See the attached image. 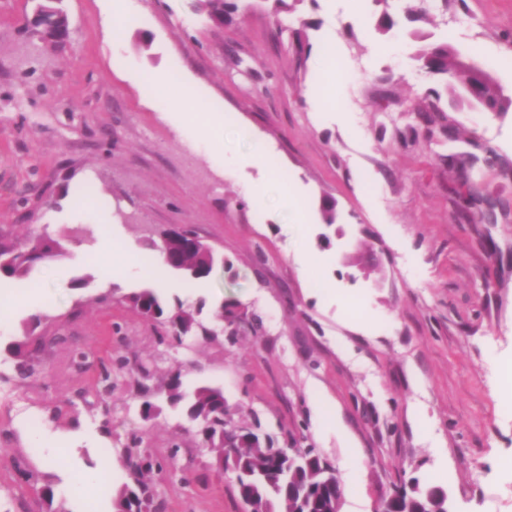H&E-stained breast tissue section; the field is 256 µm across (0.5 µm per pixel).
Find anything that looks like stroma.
<instances>
[{
	"label": "stroma",
	"instance_id": "stroma-1",
	"mask_svg": "<svg viewBox=\"0 0 512 512\" xmlns=\"http://www.w3.org/2000/svg\"><path fill=\"white\" fill-rule=\"evenodd\" d=\"M36 4L0 0V239L45 233L62 251L8 290L17 306L0 329V512L41 510L17 465L51 484L64 512H115L122 467L83 496L64 489L134 434L161 458L172 445L193 447L182 408L143 418L141 363L154 386L178 371L186 390L223 388L235 419L292 435L338 473L356 445L358 498L343 499L341 512H378L414 478L443 488L453 512H512L503 466L512 418L487 358L492 349L512 358V108L495 115L460 102L452 80L414 58L421 41L448 40L512 99V44L500 38L512 30V0H294L281 35L265 0H240L238 21L224 28L191 0H64L63 46L31 33ZM386 9L398 25L384 35ZM330 57L341 75L333 84L318 65ZM156 72L172 79L175 98L190 90L223 113L218 141L197 133L201 114L159 112ZM434 92L453 139L430 135L411 111ZM258 144L265 161L237 164ZM452 157L472 159L467 185ZM326 197L336 202L330 225ZM485 197L506 214L465 220L466 201ZM181 224L224 263L197 283L172 274L161 295L201 308L213 334L162 344L165 326L127 302L144 280H106L90 257L113 238L149 262L150 242ZM298 252L314 257L309 273ZM80 277L86 287H74ZM317 278L328 290L314 288ZM228 300L261 317L262 336L221 335ZM29 335L46 347L21 379L7 349ZM76 350L89 355L80 370ZM112 357L128 366L112 374L105 424L75 394L94 397L99 362ZM320 402L345 433L315 434ZM214 458L182 456L181 472L151 474L166 512H240Z\"/></svg>",
	"mask_w": 512,
	"mask_h": 512
}]
</instances>
